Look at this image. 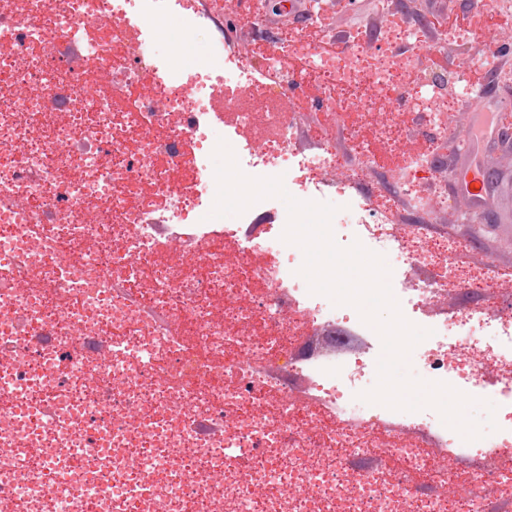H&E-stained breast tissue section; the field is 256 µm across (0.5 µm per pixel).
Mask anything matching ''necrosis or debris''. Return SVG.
Listing matches in <instances>:
<instances>
[{"mask_svg":"<svg viewBox=\"0 0 512 512\" xmlns=\"http://www.w3.org/2000/svg\"><path fill=\"white\" fill-rule=\"evenodd\" d=\"M159 15L178 38L154 29ZM199 40L194 72L173 67ZM289 49L309 58L306 83L333 86L335 117L414 67ZM273 64L225 53L222 0H0V73L12 76L0 86V512H480L512 485V312L422 318L489 281L487 265L459 267L398 232L382 193L332 219L339 246L387 257L403 315L431 329L416 356L427 380L494 398L493 437L468 441L434 409L360 400L380 337L354 307L309 292L280 199L209 219L221 139L248 176L348 201L333 143L306 148L288 113L271 115L276 139L241 140L209 110ZM270 214L278 223L258 227ZM259 359L306 381L331 415L293 403ZM428 437L490 463V477L448 474ZM355 454L402 471H347ZM406 473L469 494L419 499Z\"/></svg>","mask_w":512,"mask_h":512,"instance_id":"necrosis-or-debris-1","label":"necrosis or debris"}]
</instances>
